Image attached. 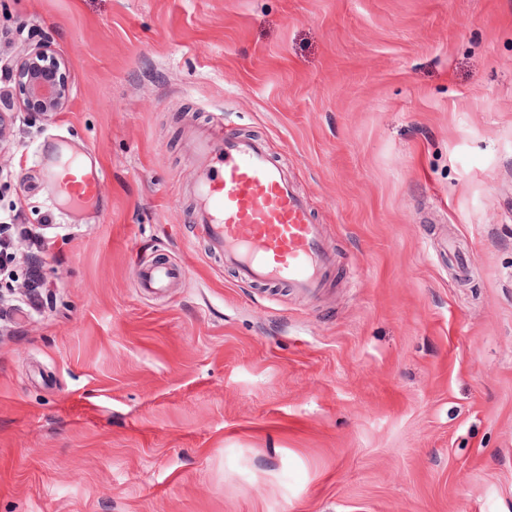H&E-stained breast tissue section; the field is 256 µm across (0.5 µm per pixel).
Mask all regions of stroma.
I'll return each mask as SVG.
<instances>
[{
  "label": "stroma",
  "mask_w": 512,
  "mask_h": 512,
  "mask_svg": "<svg viewBox=\"0 0 512 512\" xmlns=\"http://www.w3.org/2000/svg\"><path fill=\"white\" fill-rule=\"evenodd\" d=\"M0 512H512V0H0ZM263 141L323 292L237 280L193 222V133ZM102 164L71 215L49 136ZM154 262L185 267L165 294ZM2 68L8 73L9 80L18 85L26 112L47 117L60 112L66 105L65 61L51 46L28 40ZM62 152L63 146L60 140L56 138L46 139L36 148L34 163L47 177L54 179L57 175L58 161ZM183 270L168 264H157L143 270L141 288L148 293H158L166 288L169 281L183 275Z\"/></svg>",
  "instance_id": "stroma-1"
}]
</instances>
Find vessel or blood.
<instances>
[{"label": "vessel or blood", "mask_w": 512, "mask_h": 512, "mask_svg": "<svg viewBox=\"0 0 512 512\" xmlns=\"http://www.w3.org/2000/svg\"><path fill=\"white\" fill-rule=\"evenodd\" d=\"M62 152L60 140L46 139L36 148L34 163L55 177ZM194 158L200 170L194 220L211 251L240 281L285 284L317 295L332 261L323 227L266 144L225 135L216 125L197 138ZM104 180V171L78 167L76 174L60 179L63 205L98 197ZM181 273V268L157 264L143 270L141 286L157 293Z\"/></svg>", "instance_id": "vessel-or-blood-1"}]
</instances>
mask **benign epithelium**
I'll return each instance as SVG.
<instances>
[{"label": "benign epithelium", "instance_id": "1", "mask_svg": "<svg viewBox=\"0 0 512 512\" xmlns=\"http://www.w3.org/2000/svg\"><path fill=\"white\" fill-rule=\"evenodd\" d=\"M64 59L52 47L27 41L14 58L4 65L22 95L23 109L31 114L50 116L61 111L68 98Z\"/></svg>", "mask_w": 512, "mask_h": 512}]
</instances>
